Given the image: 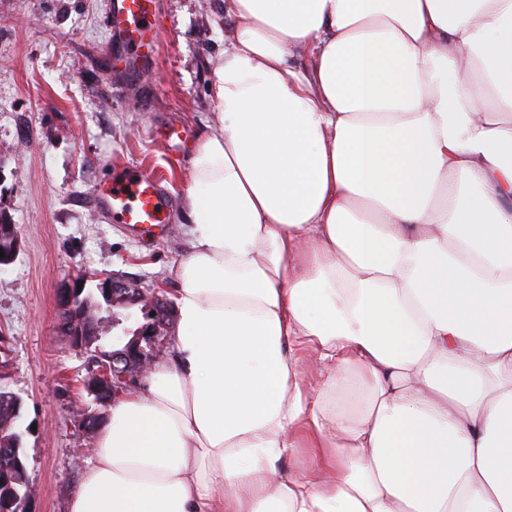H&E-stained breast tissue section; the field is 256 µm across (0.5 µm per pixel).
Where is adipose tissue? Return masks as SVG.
<instances>
[{"instance_id": "ef3b65f1", "label": "adipose tissue", "mask_w": 512, "mask_h": 512, "mask_svg": "<svg viewBox=\"0 0 512 512\" xmlns=\"http://www.w3.org/2000/svg\"><path fill=\"white\" fill-rule=\"evenodd\" d=\"M223 13L174 352L69 512H512V0Z\"/></svg>"}]
</instances>
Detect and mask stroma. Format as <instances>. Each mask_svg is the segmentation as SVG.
<instances>
[{
	"mask_svg": "<svg viewBox=\"0 0 512 512\" xmlns=\"http://www.w3.org/2000/svg\"><path fill=\"white\" fill-rule=\"evenodd\" d=\"M108 0H0V222L23 248L0 268V390L23 402L27 512H69L94 460L83 414L108 403L85 388L89 353L60 327L57 296L110 274L174 299L172 270L190 248L181 192L197 135L211 121L209 64L224 47L221 0H156V62L129 79L111 60ZM188 137L169 151V126ZM124 164L159 177L171 201L166 235L136 242L94 189ZM81 463H74V449Z\"/></svg>",
	"mask_w": 512,
	"mask_h": 512,
	"instance_id": "1",
	"label": "stroma"
}]
</instances>
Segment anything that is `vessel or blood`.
Instances as JSON below:
<instances>
[{"mask_svg":"<svg viewBox=\"0 0 512 512\" xmlns=\"http://www.w3.org/2000/svg\"><path fill=\"white\" fill-rule=\"evenodd\" d=\"M105 25L108 34L121 41L128 74L137 75L150 67L160 39L154 0H110ZM94 193L115 223L129 231L146 233L166 225L169 202L161 181L139 167H124L100 183Z\"/></svg>","mask_w":512,"mask_h":512,"instance_id":"vessel-or-blood-1","label":"vessel or blood"}]
</instances>
